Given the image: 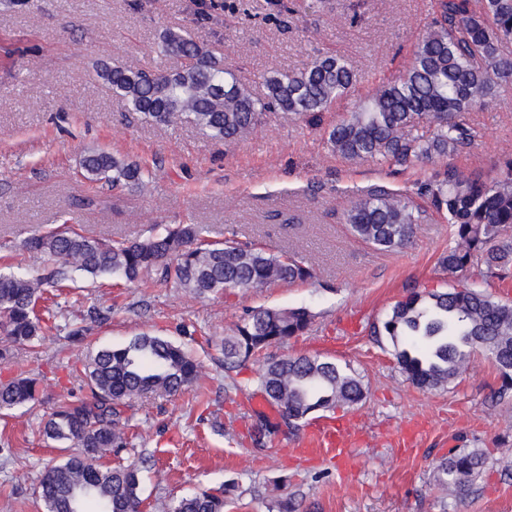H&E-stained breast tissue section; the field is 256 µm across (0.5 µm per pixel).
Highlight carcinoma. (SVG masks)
Instances as JSON below:
<instances>
[{"label": "carcinoma", "instance_id": "cac0c4a2", "mask_svg": "<svg viewBox=\"0 0 512 512\" xmlns=\"http://www.w3.org/2000/svg\"><path fill=\"white\" fill-rule=\"evenodd\" d=\"M512 0H440V16L422 34L409 64L395 80L376 88L360 105L328 127L327 144L344 159H380L411 167L451 155L474 140L459 116L470 111L502 83H512ZM157 52L177 66L157 72L124 63L104 62L99 79L112 88L130 112L158 124L187 121L226 143L251 135L265 112L315 119L349 92L353 71L335 55L316 58L306 70L274 71L267 95L258 99L183 30H167ZM85 177L114 189L144 192L152 183L145 165L104 150L81 160ZM449 224L453 245L439 260L450 275L474 265L491 276L512 273V156L497 164L491 179L465 175L450 167L420 181ZM429 210L408 196L377 190L351 204L345 223L358 239L379 250L411 243L415 226ZM29 251L53 257L58 266L42 277L0 274V358L17 345L53 333L56 313L37 305L49 288L62 289L75 269L92 278L117 275L129 282L159 281L198 297L237 288L290 285L312 277L310 267L291 254H271L254 244L205 238L199 224L185 222L143 240L106 242L70 228L28 238ZM311 323L308 309L257 308L237 333L226 336L224 366L233 369L265 347L303 335ZM374 334L389 337L401 372L415 386L436 390L451 385L477 354L487 356L501 381L499 396L512 392V303L494 298L473 282L461 288L414 292L397 303ZM199 362L163 336L142 334L117 348L89 350L72 377L87 397L62 402L40 426V434L77 449L45 466L38 495L43 512H140L141 468L112 463L129 447L127 411L143 394L174 395L199 379ZM256 385L279 408L282 423L260 416L271 435L284 426L302 427L317 411L353 405L365 395L350 368L318 357L295 356L265 362ZM40 379L20 373L0 383V414L40 401ZM488 463L479 448L451 450L435 468V478L461 500ZM224 498L207 491L185 497L168 512H224Z\"/></svg>", "mask_w": 512, "mask_h": 512}]
</instances>
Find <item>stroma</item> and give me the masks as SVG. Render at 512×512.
Here are the masks:
<instances>
[{
	"mask_svg": "<svg viewBox=\"0 0 512 512\" xmlns=\"http://www.w3.org/2000/svg\"><path fill=\"white\" fill-rule=\"evenodd\" d=\"M436 11L437 0H0V37L17 49L0 65V271L47 274L52 262L23 243L64 214L70 228L111 240L189 220L213 241L232 236L274 254L294 252L314 272L291 286L206 298L155 281L74 274L72 301L57 322H80L97 307L104 319L85 343L61 330L0 359V382L21 370L43 379L38 404L0 417V512H40V474L64 451L39 427L59 403L86 395L67 380L65 364L145 333L185 345L200 377L187 391L133 403L126 455L143 461L144 512H164L203 490L224 494V512H279L283 501L293 512H512V394L497 396L491 360L474 356L451 386L424 391L401 373L389 340L372 333L411 292L480 281L494 298L512 301V277H488L479 266L449 278L438 264L449 226L438 215L417 225L403 250L355 238L344 211L379 187L416 195L415 177L371 159L346 161L326 143L330 124L402 73ZM168 29L190 32L260 99L272 69L298 73L326 53L344 57L356 83L320 119L270 112L231 145L185 122L149 123L123 110L94 65L123 60L156 71L164 61L155 48ZM462 120L474 140L432 169L495 176L499 158L512 155V83ZM97 148L146 163L150 191L116 192L84 179L80 160ZM89 197L98 206H85ZM260 306L313 314L304 335L264 349L262 358L334 360L362 380L363 401L314 414L297 435L255 443L258 364L225 370L221 341ZM327 424L347 433L345 460L325 445L302 451L311 428ZM452 448L489 456L460 501L434 478Z\"/></svg>",
	"mask_w": 512,
	"mask_h": 512,
	"instance_id": "1",
	"label": "stroma"
}]
</instances>
